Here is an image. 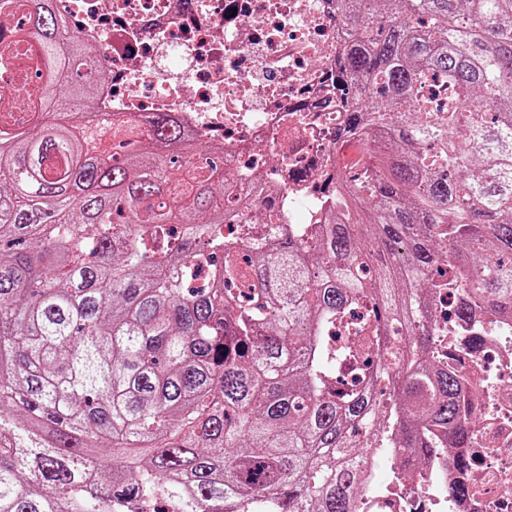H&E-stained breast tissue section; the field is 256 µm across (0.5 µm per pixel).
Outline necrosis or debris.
<instances>
[{
    "label": "necrosis or debris",
    "instance_id": "4bbe7bcc",
    "mask_svg": "<svg viewBox=\"0 0 512 512\" xmlns=\"http://www.w3.org/2000/svg\"><path fill=\"white\" fill-rule=\"evenodd\" d=\"M70 35L103 60L104 111L168 112L200 140L223 142L240 192L261 181L274 210L252 224H311L335 204L336 66L344 34L335 0H54ZM439 349L475 413L466 447L413 453L410 475L368 482L359 512H512V318L451 316L433 297ZM468 493L453 500L449 485Z\"/></svg>",
    "mask_w": 512,
    "mask_h": 512
}]
</instances>
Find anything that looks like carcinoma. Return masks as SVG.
<instances>
[{
  "label": "carcinoma",
  "instance_id": "obj_1",
  "mask_svg": "<svg viewBox=\"0 0 512 512\" xmlns=\"http://www.w3.org/2000/svg\"><path fill=\"white\" fill-rule=\"evenodd\" d=\"M23 10L0 59L49 79L0 107V512H357L374 449L469 437L420 283L512 316V0H336L360 212L290 229L166 113L104 117L92 44Z\"/></svg>",
  "mask_w": 512,
  "mask_h": 512
}]
</instances>
